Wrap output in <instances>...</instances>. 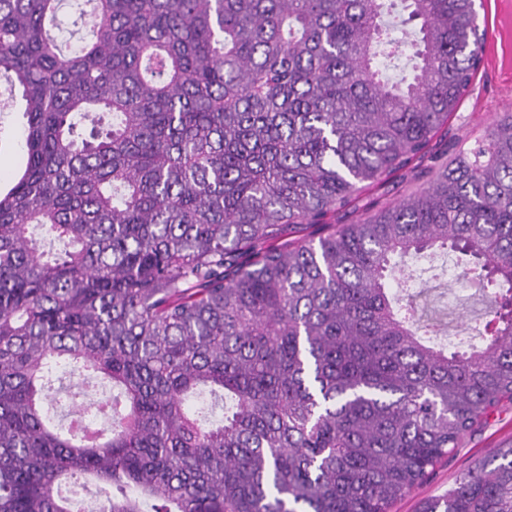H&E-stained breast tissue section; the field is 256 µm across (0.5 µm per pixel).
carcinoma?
Here are the masks:
<instances>
[{
    "mask_svg": "<svg viewBox=\"0 0 512 512\" xmlns=\"http://www.w3.org/2000/svg\"><path fill=\"white\" fill-rule=\"evenodd\" d=\"M86 2L65 54L63 0H0L26 152L0 191V512H74L90 480L98 512H390L512 403V113L432 145L483 57L475 0ZM436 247L473 258L479 346L427 344L390 288ZM62 360L112 384L108 435L51 424ZM424 512H512V445ZM91 6L84 0H65L58 12V27H50V33L61 45L65 53L75 49L81 44L83 35V22L88 16H81L89 12ZM420 184L421 181L416 180L413 174L407 173L403 180L389 183L376 190L365 191L361 194L357 210L348 213L344 220L346 223H350L360 219L365 212L366 204L372 201H378L380 205L397 203Z\"/></svg>",
    "mask_w": 512,
    "mask_h": 512,
    "instance_id": "1",
    "label": "carcinoma"
}]
</instances>
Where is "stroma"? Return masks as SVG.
Here are the masks:
<instances>
[{
  "instance_id": "35a3bbf8",
  "label": "stroma",
  "mask_w": 512,
  "mask_h": 512,
  "mask_svg": "<svg viewBox=\"0 0 512 512\" xmlns=\"http://www.w3.org/2000/svg\"><path fill=\"white\" fill-rule=\"evenodd\" d=\"M84 0H64L58 25L50 33L64 51L81 43ZM479 24L486 31V50L469 94L463 99L445 129L448 142L471 146L498 117L512 112V0H484L478 9ZM24 103L12 96L5 75H0V186H5L23 159L21 138ZM465 256L448 252L434 262L409 261L410 277L402 285L403 295L416 297L427 313L447 310L467 313L477 319L483 306L473 289H461L455 280ZM512 443V403H502L475 432L465 436L446 462L409 496L398 501L392 512H424L428 502L448 491L456 477L483 458L491 449Z\"/></svg>"
}]
</instances>
